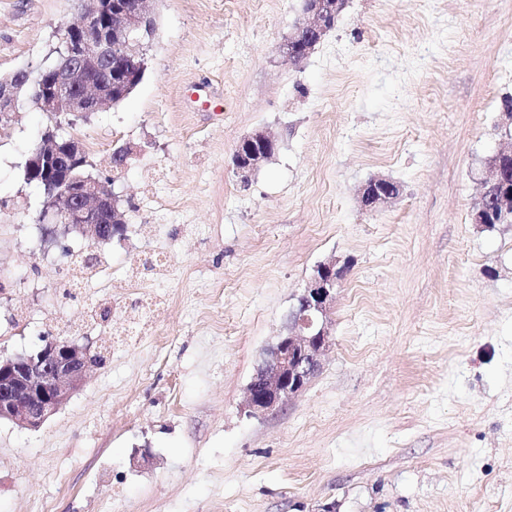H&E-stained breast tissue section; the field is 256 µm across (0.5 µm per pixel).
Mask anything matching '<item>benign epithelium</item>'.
Instances as JSON below:
<instances>
[{
    "label": "benign epithelium",
    "instance_id": "1",
    "mask_svg": "<svg viewBox=\"0 0 512 512\" xmlns=\"http://www.w3.org/2000/svg\"><path fill=\"white\" fill-rule=\"evenodd\" d=\"M80 18L63 28L62 50L56 65L35 80L25 70L0 78V121L9 126L21 99L35 95L50 116L75 112L89 114L112 105L110 88L95 90L94 98L80 92L85 62L112 64L119 49L132 53L141 44L138 34L153 11L147 0H79ZM346 0H313L299 25L298 36L286 44L294 63L302 62L327 32V19L336 17ZM276 139L265 131L244 137L237 144L233 164L241 179H248L271 156ZM88 165L83 145L60 133V125L45 132L24 166L29 182L48 189L49 208L40 216L43 224H62L92 241L120 235L126 224L118 209L119 195L107 183L83 175ZM400 188L376 178L361 191L363 206L376 208L395 199ZM512 210V191L481 202L474 223L483 222L489 206ZM341 276L336 261L316 267L307 287L288 314L286 334L268 351L254 373L245 404L252 414L281 408L308 385L330 348L329 313ZM96 365L90 346L69 339H50L33 353L0 359V420L36 429L52 416L85 380Z\"/></svg>",
    "mask_w": 512,
    "mask_h": 512
}]
</instances>
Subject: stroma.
<instances>
[{
  "label": "stroma",
  "mask_w": 512,
  "mask_h": 512,
  "mask_svg": "<svg viewBox=\"0 0 512 512\" xmlns=\"http://www.w3.org/2000/svg\"><path fill=\"white\" fill-rule=\"evenodd\" d=\"M153 8L142 82L66 127L114 178L124 238L46 241L24 164L52 119L25 104L0 134V358L47 336L106 354L39 429L0 421V512H512V224L473 221L512 146V0H347L298 64L302 0ZM78 18V0H0V77L50 65ZM258 130L277 149L244 183L233 154ZM374 178L400 194L370 210ZM150 249L171 256L162 276L64 296L72 255L121 279ZM332 259L347 274L319 372L248 415ZM156 296L153 333L113 347Z\"/></svg>",
  "instance_id": "obj_1"
}]
</instances>
